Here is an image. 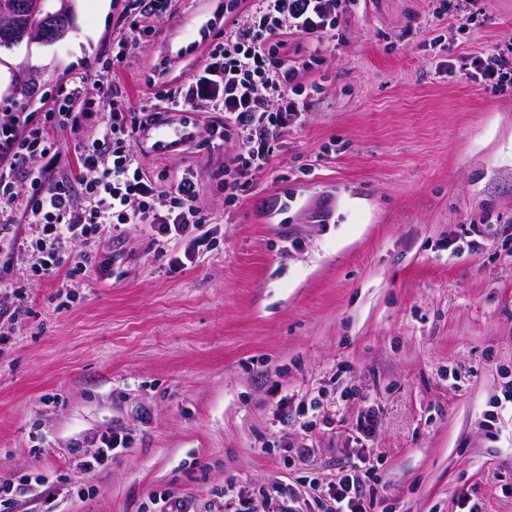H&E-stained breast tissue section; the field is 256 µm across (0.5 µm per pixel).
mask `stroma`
Masks as SVG:
<instances>
[{
	"mask_svg": "<svg viewBox=\"0 0 512 512\" xmlns=\"http://www.w3.org/2000/svg\"><path fill=\"white\" fill-rule=\"evenodd\" d=\"M226 0H171L168 15L114 72L131 111L188 82L225 28ZM71 24L54 43L0 52V116L42 112L78 73L111 62L114 5L53 0ZM512 55V0H354L301 80L308 112L276 145L268 172L234 203L216 175L237 151L209 139L211 112L141 133L140 170L192 172L210 247L175 268L181 243L148 227L72 246L91 254L71 288L13 275L29 313L0 325V484L46 477L58 512H148L153 496L224 512L244 496L334 480L356 450L387 512H454L475 488L485 512H512V91L455 74L478 53ZM95 126L55 131L54 179L74 176L75 145ZM490 224L494 247L455 254ZM314 397L305 433L279 420V400ZM382 409L356 447L365 400ZM131 446L94 475L80 472L103 434Z\"/></svg>",
	"mask_w": 512,
	"mask_h": 512,
	"instance_id": "obj_1",
	"label": "stroma"
}]
</instances>
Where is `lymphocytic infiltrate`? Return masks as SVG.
I'll list each match as a JSON object with an SVG mask.
<instances>
[{
    "mask_svg": "<svg viewBox=\"0 0 512 512\" xmlns=\"http://www.w3.org/2000/svg\"><path fill=\"white\" fill-rule=\"evenodd\" d=\"M170 0H123L115 27L118 54H125L149 36L152 20L163 18ZM349 0H253L249 14L232 18L202 70L188 83L167 91L168 108H210L216 114L207 131L211 137L233 139L237 153L219 172L224 198L238 200L255 177L270 165L276 141L307 111L311 95L299 81V69L288 62L283 48L296 35L318 58L322 43L336 34L339 10ZM459 75L481 78L494 88L512 85V58L487 53L465 59ZM87 76L73 77L43 113L16 112L0 120V214L22 205L27 225L37 237L23 236L20 225L0 224V267L10 268L15 254H27L30 271L38 276L61 268L63 285L86 273V263L64 268L63 259L75 243L95 236L150 225L157 241H188L203 247L204 218L196 205L199 187L193 176L171 181L159 192L144 175L135 155L139 131L162 123L159 112H129L119 84L98 98L85 94ZM96 120L95 137L78 145L79 167L74 181L51 180L43 166L55 146L50 133L79 129L81 121ZM26 168L25 182L14 171ZM164 207H157L158 197ZM368 461L358 456L354 466L335 481L310 479L313 512H369L373 505L362 479Z\"/></svg>",
    "mask_w": 512,
    "mask_h": 512,
    "instance_id": "1",
    "label": "lymphocytic infiltrate"
}]
</instances>
